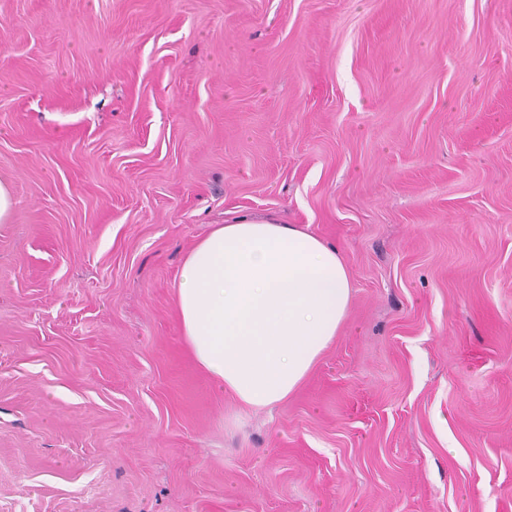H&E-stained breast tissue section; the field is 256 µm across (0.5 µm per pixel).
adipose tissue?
I'll list each match as a JSON object with an SVG mask.
<instances>
[{
  "label": "adipose tissue",
  "instance_id": "adipose-tissue-1",
  "mask_svg": "<svg viewBox=\"0 0 512 512\" xmlns=\"http://www.w3.org/2000/svg\"><path fill=\"white\" fill-rule=\"evenodd\" d=\"M346 260L296 224L242 215L186 255L178 325L197 365L246 409L295 393L339 334L351 305Z\"/></svg>",
  "mask_w": 512,
  "mask_h": 512
}]
</instances>
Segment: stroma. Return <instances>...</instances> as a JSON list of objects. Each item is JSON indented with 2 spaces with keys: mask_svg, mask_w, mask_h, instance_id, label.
<instances>
[{
  "mask_svg": "<svg viewBox=\"0 0 512 512\" xmlns=\"http://www.w3.org/2000/svg\"><path fill=\"white\" fill-rule=\"evenodd\" d=\"M0 512H512V0H0ZM275 215L347 319L270 410L180 336Z\"/></svg>",
  "mask_w": 512,
  "mask_h": 512,
  "instance_id": "1",
  "label": "stroma"
}]
</instances>
